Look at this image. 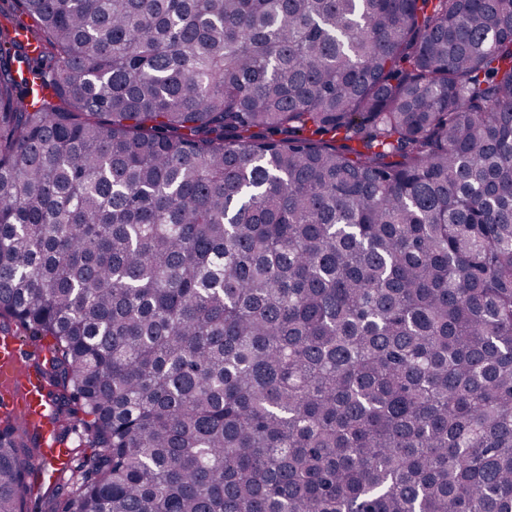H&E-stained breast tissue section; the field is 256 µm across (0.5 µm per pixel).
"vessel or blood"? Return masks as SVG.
Here are the masks:
<instances>
[{
    "label": "vessel or blood",
    "instance_id": "vessel-or-blood-1",
    "mask_svg": "<svg viewBox=\"0 0 512 512\" xmlns=\"http://www.w3.org/2000/svg\"><path fill=\"white\" fill-rule=\"evenodd\" d=\"M21 348L16 337L0 336V378L10 381L18 390V397L10 404V413L29 425L41 426L44 432L43 449L40 453L38 469L55 466L63 470L71 465L65 448L55 439L53 426L48 412V400L35 375H18L13 371L18 364Z\"/></svg>",
    "mask_w": 512,
    "mask_h": 512
}]
</instances>
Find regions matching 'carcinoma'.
<instances>
[{"mask_svg":"<svg viewBox=\"0 0 512 512\" xmlns=\"http://www.w3.org/2000/svg\"><path fill=\"white\" fill-rule=\"evenodd\" d=\"M10 2L0 316L91 433L48 512H512V0Z\"/></svg>","mask_w":512,"mask_h":512,"instance_id":"cac0c4a2","label":"carcinoma"}]
</instances>
